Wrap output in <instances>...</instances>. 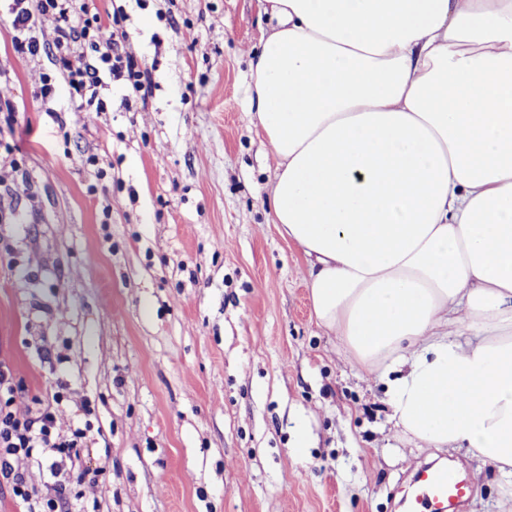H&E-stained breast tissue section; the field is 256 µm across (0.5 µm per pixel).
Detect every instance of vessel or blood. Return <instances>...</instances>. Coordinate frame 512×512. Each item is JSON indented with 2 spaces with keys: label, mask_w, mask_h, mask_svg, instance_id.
Instances as JSON below:
<instances>
[{
  "label": "vessel or blood",
  "mask_w": 512,
  "mask_h": 512,
  "mask_svg": "<svg viewBox=\"0 0 512 512\" xmlns=\"http://www.w3.org/2000/svg\"><path fill=\"white\" fill-rule=\"evenodd\" d=\"M473 490L471 480L448 467H429L419 472L411 512H448Z\"/></svg>",
  "instance_id": "1"
}]
</instances>
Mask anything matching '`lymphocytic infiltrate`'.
Wrapping results in <instances>:
<instances>
[{"instance_id": "f902f5d3", "label": "lymphocytic infiltrate", "mask_w": 512, "mask_h": 512, "mask_svg": "<svg viewBox=\"0 0 512 512\" xmlns=\"http://www.w3.org/2000/svg\"><path fill=\"white\" fill-rule=\"evenodd\" d=\"M6 15L13 29V45L18 54L35 60L41 56L36 21L41 16L54 17L56 27L55 72L44 75L40 97L44 104L55 100V84L64 80L72 93L97 111H106L100 97L105 77L124 79L132 91H140L150 76L147 63H139L118 51L120 41L129 36L123 23V9L103 15L91 11L88 0H9ZM17 387L9 368L0 366V474L9 479L15 497L27 506L26 512H74L73 490L87 478V470L70 468L55 475L54 494L44 498L29 488L21 473L12 471V457L46 458L78 456L89 441L90 427H77L70 434L55 431V412L63 396L54 393L50 403L26 411L14 407Z\"/></svg>"}]
</instances>
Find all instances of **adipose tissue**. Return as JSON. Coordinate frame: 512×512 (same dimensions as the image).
<instances>
[{
	"instance_id": "ef3b65f1",
	"label": "adipose tissue",
	"mask_w": 512,
	"mask_h": 512,
	"mask_svg": "<svg viewBox=\"0 0 512 512\" xmlns=\"http://www.w3.org/2000/svg\"><path fill=\"white\" fill-rule=\"evenodd\" d=\"M271 221L400 432L512 477V0H259Z\"/></svg>"
}]
</instances>
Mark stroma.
Listing matches in <instances>:
<instances>
[{
  "label": "stroma",
  "instance_id": "stroma-1",
  "mask_svg": "<svg viewBox=\"0 0 512 512\" xmlns=\"http://www.w3.org/2000/svg\"><path fill=\"white\" fill-rule=\"evenodd\" d=\"M152 91L96 113L0 18V363L15 409L64 382L56 429L90 402L84 512H404L413 471L475 483L461 512H512L465 450L397 433L385 379L316 324L301 252L269 218L277 159L250 112L258 0H97ZM306 447H298L299 435Z\"/></svg>",
  "mask_w": 512,
  "mask_h": 512
}]
</instances>
